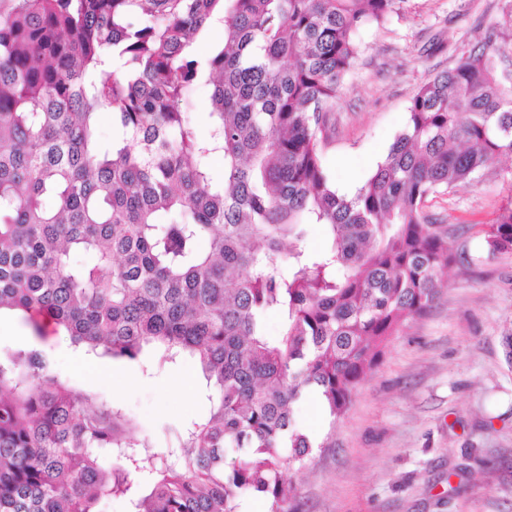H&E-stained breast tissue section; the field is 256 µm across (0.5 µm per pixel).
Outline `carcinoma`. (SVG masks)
<instances>
[{
  "instance_id": "1",
  "label": "carcinoma",
  "mask_w": 512,
  "mask_h": 512,
  "mask_svg": "<svg viewBox=\"0 0 512 512\" xmlns=\"http://www.w3.org/2000/svg\"><path fill=\"white\" fill-rule=\"evenodd\" d=\"M404 2L0 0V313L37 337L43 314L97 358L189 356L210 403L147 467L146 437L111 400L40 348L0 357V512H101L147 468L132 512H242L252 497L295 512V479L323 447L296 405L315 393L331 421L344 413L457 262L425 203L512 155V83L491 31L416 89L384 160L337 193L326 106L358 28ZM214 22L224 44L201 61L192 43ZM202 79L205 137L187 119ZM307 224L325 228L324 250L308 249ZM485 243L512 253V206Z\"/></svg>"
}]
</instances>
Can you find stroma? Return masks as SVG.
I'll return each instance as SVG.
<instances>
[{"label": "stroma", "mask_w": 512, "mask_h": 512, "mask_svg": "<svg viewBox=\"0 0 512 512\" xmlns=\"http://www.w3.org/2000/svg\"><path fill=\"white\" fill-rule=\"evenodd\" d=\"M510 10L512 0H405L384 25L360 29L357 58L329 103L334 132L323 156L338 193H354L384 160L417 87L488 32L512 72V30L499 26ZM511 197L512 158H504L429 198L466 262L449 269L435 307L394 337L337 421L315 396L297 407L322 443L298 478L300 512H512V363L503 342L512 332V254L489 256L483 241ZM39 342L57 374L114 399L153 448L209 411L192 359L106 358L94 379L75 372L76 353L60 333L46 329Z\"/></svg>", "instance_id": "obj_1"}]
</instances>
